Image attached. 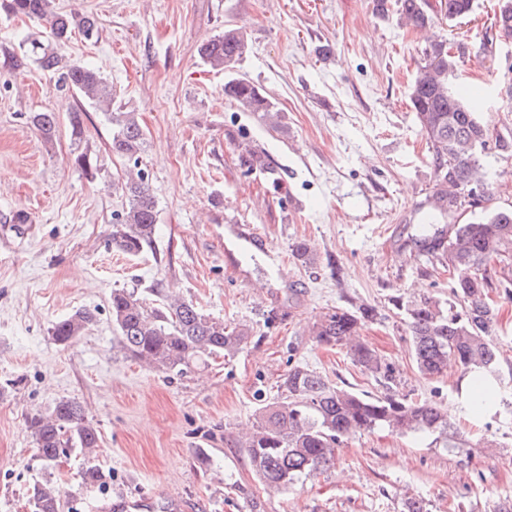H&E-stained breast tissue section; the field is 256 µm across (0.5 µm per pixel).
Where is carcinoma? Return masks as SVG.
<instances>
[{"instance_id": "1", "label": "carcinoma", "mask_w": 512, "mask_h": 512, "mask_svg": "<svg viewBox=\"0 0 512 512\" xmlns=\"http://www.w3.org/2000/svg\"><path fill=\"white\" fill-rule=\"evenodd\" d=\"M371 5L381 18L397 7L400 19L415 28L428 26L440 13L455 21L474 11V0H438L436 7L430 0H371ZM0 6L16 16L47 21L59 44L76 32L89 38L98 30L94 15L58 11L54 0H0ZM503 39H512V0H496L493 21L479 47L443 41L426 46L409 94L434 171L433 190L427 199L429 213L411 239L415 246L448 263L457 301L446 312L430 299L404 306L412 356L425 376L443 374L452 361L464 375L486 383L494 394L501 389L502 377L496 368L497 347L492 336L496 314L489 293L498 285L488 277L487 267L512 258V208L487 206L492 185L481 157L492 145L502 158L511 160L512 136L491 135L470 105L466 86L454 87L451 79L473 49L491 54ZM28 44L40 68L59 73L63 85L85 101L69 115L73 136L82 135L85 105L89 104L102 110L112 125L109 147L114 156L130 160L143 151L145 134L136 113L114 105L112 86L99 71L63 62L53 48L37 38ZM246 50L244 35L226 28L223 34L203 43L198 54L212 69L230 72ZM224 95L248 112L265 118L276 114L275 103L246 78L229 79ZM30 125L49 143L57 132L58 115L35 112ZM121 190L128 204L113 225L112 243L127 254H137L152 243L157 201L140 172L128 177ZM466 210L479 216L462 223L458 217ZM292 252L305 265L316 261V254L304 241L296 243ZM110 309L125 354L160 373L183 375L206 365L210 358L232 357L250 338L249 329H230L224 321L177 296L149 301L133 291L115 289ZM372 317L373 309L367 306L338 307L315 322L310 335L320 345L348 348L364 371L392 385L395 375L391 366L360 339L365 322ZM92 322L91 313L78 311L53 327L54 339L66 344ZM280 388L282 398L261 408L244 440L253 472L270 489H286L302 475L314 476L327 469L336 449L361 430L387 428L401 434L429 432L448 437V414L428 400L413 401L397 393H355L301 366L288 370ZM27 428L35 456L45 468L55 467L66 449L76 448L86 457L83 482L99 485L105 481L106 475L94 462L100 434L79 402L58 401L50 414L27 417ZM29 505L31 512H61L59 486L49 480L35 485Z\"/></svg>"}]
</instances>
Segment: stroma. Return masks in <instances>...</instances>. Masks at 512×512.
<instances>
[{"label":"stroma","instance_id":"obj_1","mask_svg":"<svg viewBox=\"0 0 512 512\" xmlns=\"http://www.w3.org/2000/svg\"><path fill=\"white\" fill-rule=\"evenodd\" d=\"M496 0H478L466 19L437 17L430 35L479 43ZM98 19V33L74 35L59 51L89 64L115 101L137 112L146 144L137 161L113 156L109 125L88 110L84 133L60 125L46 143L28 116L67 117L76 104L56 75L25 56L26 37L46 39L44 21L0 8V512H30L34 483L62 491V512H93L119 498L184 499L188 512H498L512 503V299L496 303L495 342L504 382L495 414L463 411L458 366L419 373L402 301L453 300L446 267L429 272L404 249L433 187L426 138L410 108L409 86L426 34L375 16L371 0H55ZM248 49L233 73L211 69L198 47L225 28ZM512 41L495 56H471L459 82L491 131L512 128L504 74ZM250 80L280 111L276 125L224 95L229 76ZM261 152L270 172L248 169L241 145ZM86 154L91 171L74 158ZM144 172L157 200L152 244L136 255L112 245L127 202L120 188ZM28 217L16 223L17 213ZM251 224L265 249L246 256V277L224 262L228 225ZM314 248L301 264L292 246ZM147 297L179 294L205 314L251 337L233 358L184 375H164L126 357L109 312L113 290ZM375 314L362 340L392 366L396 390L447 411L468 442L461 453L428 433L364 431L336 451L321 473L265 491L239 435L281 394L294 366L358 393L384 387L346 349L308 334L336 307ZM94 320L69 344L54 325L76 311ZM62 399L80 402L102 441L97 462L108 480L89 486L79 450L45 469L27 416ZM207 464H200V456Z\"/></svg>","mask_w":512,"mask_h":512}]
</instances>
